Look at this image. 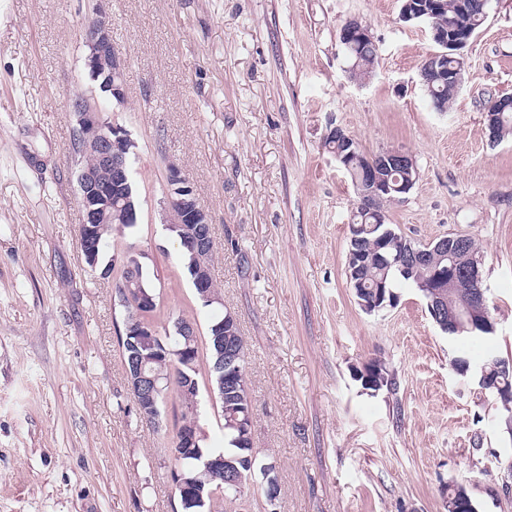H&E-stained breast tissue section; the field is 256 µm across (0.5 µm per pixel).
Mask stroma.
<instances>
[{
	"instance_id": "35a3bbf8",
	"label": "stroma",
	"mask_w": 512,
	"mask_h": 512,
	"mask_svg": "<svg viewBox=\"0 0 512 512\" xmlns=\"http://www.w3.org/2000/svg\"><path fill=\"white\" fill-rule=\"evenodd\" d=\"M95 0H0V512H182L175 426L141 421L117 340L115 284L82 257L77 129L89 93L79 38ZM126 101L101 100L136 144L133 236L103 260L146 253L160 309L206 332L202 306L162 224L169 161L214 227L212 275L247 343L252 442L276 465L226 512H443L465 483L477 512H512L499 459L512 454L493 395L449 365L512 358V135L490 144L485 106L512 94V0H490L465 48L452 108L436 111L420 68L433 42L400 21L401 0H106ZM378 47L353 81L346 19ZM341 127L366 156L399 148L418 178L386 221L428 243L473 236L495 331L451 339L417 288L366 313L346 277L356 196L324 142ZM383 359L395 390L353 372Z\"/></svg>"
}]
</instances>
